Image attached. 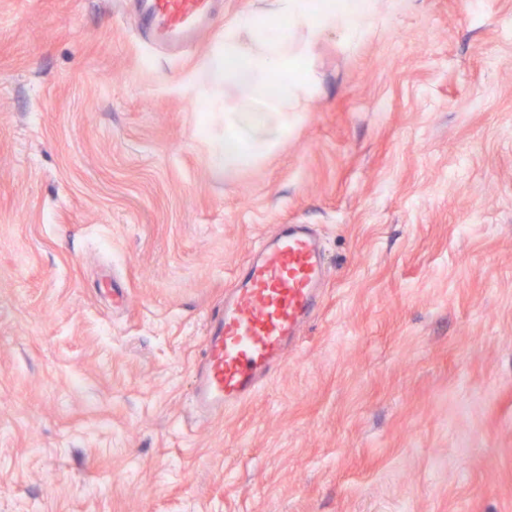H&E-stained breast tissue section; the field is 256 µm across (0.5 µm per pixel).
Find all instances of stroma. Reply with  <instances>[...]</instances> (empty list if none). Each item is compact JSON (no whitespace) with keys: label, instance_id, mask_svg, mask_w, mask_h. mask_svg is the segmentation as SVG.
I'll use <instances>...</instances> for the list:
<instances>
[{"label":"stroma","instance_id":"stroma-1","mask_svg":"<svg viewBox=\"0 0 512 512\" xmlns=\"http://www.w3.org/2000/svg\"><path fill=\"white\" fill-rule=\"evenodd\" d=\"M253 2L177 57L133 0H0V512H512V0H379L227 171L188 83ZM278 224L320 311L206 419V323Z\"/></svg>","mask_w":512,"mask_h":512}]
</instances>
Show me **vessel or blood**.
<instances>
[{
    "mask_svg": "<svg viewBox=\"0 0 512 512\" xmlns=\"http://www.w3.org/2000/svg\"><path fill=\"white\" fill-rule=\"evenodd\" d=\"M143 39L194 44L221 0H136ZM327 267L309 224H281L263 241L212 314L193 401L210 416L255 397L297 349L320 306Z\"/></svg>",
    "mask_w": 512,
    "mask_h": 512,
    "instance_id": "obj_1",
    "label": "vessel or blood"
}]
</instances>
